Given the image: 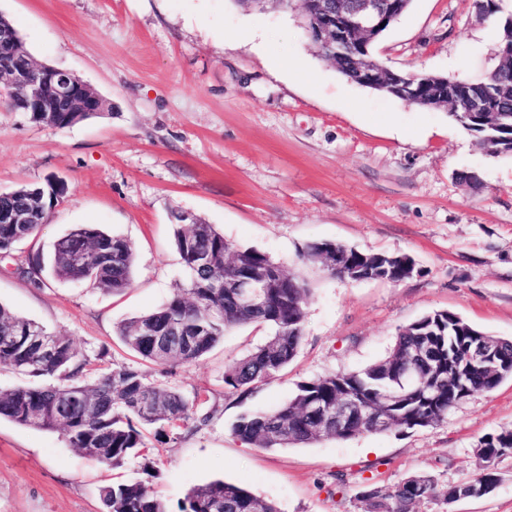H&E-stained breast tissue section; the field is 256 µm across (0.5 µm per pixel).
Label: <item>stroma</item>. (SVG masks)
I'll use <instances>...</instances> for the list:
<instances>
[{"label":"stroma","instance_id":"obj_1","mask_svg":"<svg viewBox=\"0 0 512 512\" xmlns=\"http://www.w3.org/2000/svg\"><path fill=\"white\" fill-rule=\"evenodd\" d=\"M36 62L70 70L107 98L110 113L56 128L0 101V192L63 181L67 194L33 238L0 257V305L68 337L98 368L136 363L117 336L160 307L187 273L170 214L214 225L238 247L265 252L302 278L305 335L288 368L244 403L224 394V367L270 336L244 325L197 361L152 380L207 394L199 431L163 440L115 468L72 448L61 432L0 419V512H104L100 492L140 482L180 512L192 488L221 479L279 512H365V479L390 492L427 474L439 484L483 469L476 447L512 428V379L474 394L435 426L262 449L233 437L242 411L288 402L300 382L358 371L387 355L400 327L448 311L512 339V161L488 156L443 110L360 87L318 53L297 0L259 13L233 0H0ZM498 26L475 0H413L375 45L382 65L481 80L495 65ZM477 171L474 191L457 174ZM124 239L132 282L112 295L44 270L72 228ZM332 241L406 254L398 283L330 275L302 251ZM481 499H423L413 512H512V455Z\"/></svg>","mask_w":512,"mask_h":512}]
</instances>
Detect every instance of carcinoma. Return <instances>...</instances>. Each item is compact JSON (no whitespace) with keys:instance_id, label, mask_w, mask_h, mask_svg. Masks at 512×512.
I'll use <instances>...</instances> for the list:
<instances>
[{"instance_id":"cac0c4a2","label":"carcinoma","mask_w":512,"mask_h":512,"mask_svg":"<svg viewBox=\"0 0 512 512\" xmlns=\"http://www.w3.org/2000/svg\"><path fill=\"white\" fill-rule=\"evenodd\" d=\"M320 55L345 78L352 79L361 54L354 46H319ZM495 66L488 77L469 83L472 97L494 100L495 112L485 118L481 112L458 115L454 121L470 133L490 156L512 159V57L495 51ZM37 224L0 222V253L35 235ZM174 243L188 274L185 286L159 308L132 318L118 329L122 343L137 357L172 371L210 352L230 328L258 324L272 334L244 357L224 368L225 393L243 401L259 386L282 371L296 356L305 332V304L308 288L297 280L296 288H266L259 307L237 301L232 288H224V277H242L251 269L272 265L274 260L254 248H238L224 239L212 224L174 225ZM233 258L227 268L224 260ZM135 257L130 246L95 225H81L60 239L54 250V274L75 279L92 288L118 294L131 283ZM34 321L17 316L0 306V365L12 368L43 383L0 390V417L19 425L57 430V413L67 414L65 437L71 446L101 463L120 467L147 447L143 428L159 425L174 430L207 425L209 412L201 394L183 391L151 381L139 367L117 365L92 381L87 380L90 360L65 337L47 359L34 361L24 343L5 345L15 329ZM482 334L448 311H436L398 329L391 352L382 360L356 372H337L304 381L286 404L257 413H242L231 431L241 441L258 448H286L310 444L324 437L348 439L363 433H381L379 397L403 390L406 399L397 412L393 430L433 427L461 400L478 392L495 389L503 378L475 368L465 386L448 384V363L467 364L466 352L472 336ZM361 397L362 412L342 432L320 426L306 406L312 401L336 409L344 396ZM95 399L92 411L83 409L78 398ZM42 410L34 421L30 412ZM478 456L485 471L474 478L441 485L431 476H412L397 484L382 502L381 491L366 482L356 498L367 505L366 512H412L425 498L451 503L460 498L480 499L491 494L497 478L491 464L512 455V429H503L481 439ZM106 512H166L164 502L144 484L119 483L102 490ZM180 512H278L276 506L230 482L214 481L190 490Z\"/></svg>"}]
</instances>
